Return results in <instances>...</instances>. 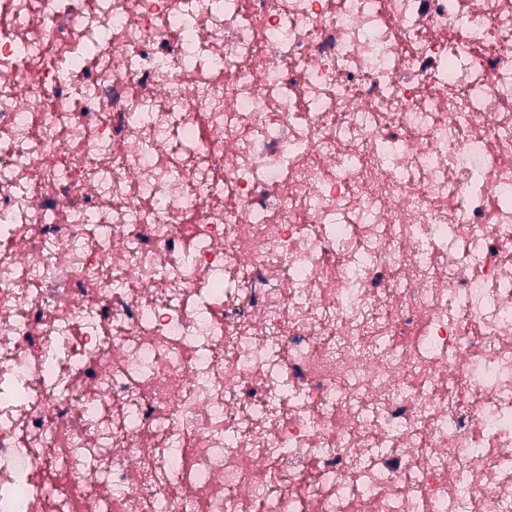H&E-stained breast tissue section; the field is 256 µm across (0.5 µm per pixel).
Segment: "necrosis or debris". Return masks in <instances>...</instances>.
<instances>
[{
	"mask_svg": "<svg viewBox=\"0 0 512 512\" xmlns=\"http://www.w3.org/2000/svg\"><path fill=\"white\" fill-rule=\"evenodd\" d=\"M189 500L512 512V0H0V512Z\"/></svg>",
	"mask_w": 512,
	"mask_h": 512,
	"instance_id": "1",
	"label": "necrosis or debris"
}]
</instances>
